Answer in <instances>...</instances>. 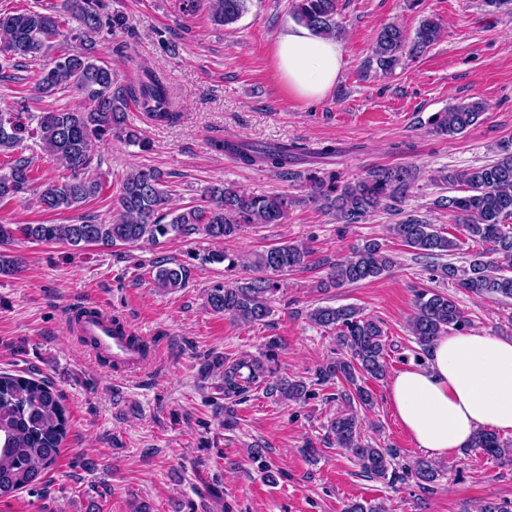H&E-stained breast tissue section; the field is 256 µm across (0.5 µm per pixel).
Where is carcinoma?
<instances>
[{"mask_svg": "<svg viewBox=\"0 0 512 512\" xmlns=\"http://www.w3.org/2000/svg\"><path fill=\"white\" fill-rule=\"evenodd\" d=\"M251 0H212V21L221 26L236 23L247 11ZM339 0H292L293 20L321 37L338 38L341 27L336 20ZM103 0H60L51 13L28 10L20 13L0 12V56L12 59L49 58L39 71L35 90L53 95L59 90L75 88L82 92L89 107L82 110H56L31 115L27 112H0V150L13 151L25 134L40 140L42 148L55 156L71 171L63 182L36 185L32 161L18 157L9 162L8 171L0 174V204L27 194L37 196L46 211L77 209L96 197L101 182L88 174L97 144L108 140L137 143L144 150L149 144L141 132L128 124L129 102L156 122H171L177 117L172 109L171 93L165 80L148 71L133 86L120 85L112 67L92 54L94 37L108 24L112 29L124 26V17L114 14L104 18ZM77 26L63 31L65 19ZM441 36V26L434 18L423 19L413 37L394 23L384 25L377 35L374 55L380 70L393 71L403 57L406 43L415 55L426 52ZM79 48L68 46V41ZM484 114L479 101H461L448 106L433 119L435 132L460 134L476 125ZM37 121L34 130L29 122ZM215 152L234 157L245 167L268 168L285 173L288 164L301 148L284 143L257 146L234 139H214ZM500 157L491 163L439 176L450 195L440 196L434 206L445 209L461 224L466 236L486 247L475 254L464 268L443 263L439 277L478 296L512 300V142L500 144ZM415 181L408 167H378L356 181H340L332 173L308 170L304 183L310 197L338 224H358L377 210L401 214L399 205ZM171 190L163 174L151 168H137L126 173L117 199V218L102 223L83 218L74 224H0V246L17 237L37 243L136 245L156 244L169 236L197 231L214 240L236 237L247 225L282 224L295 204L287 194L245 193L231 183L213 185L204 192L201 202L182 211L168 207ZM390 234L416 254L445 256L458 249L457 239L448 237L414 214H407L389 225ZM492 258L487 260L485 255ZM312 252L305 245L281 243L258 253L254 277L209 289L206 302L211 311L228 315L245 323L261 322L272 312L280 277L305 268ZM204 261L224 263L228 268L242 265L241 258L226 250H212ZM394 259L382 243L369 239L358 246L352 256L332 268L320 288H341L383 276ZM22 259L0 253V276L20 272ZM188 269L162 260L152 270V282L163 290L186 286ZM310 319L318 326L336 331L340 350L345 355L323 363L316 370L319 385L342 379L350 387L344 394L346 408L336 413L329 425L327 438L352 456L368 477L393 482L403 475L420 486L439 478L430 461L420 460L396 471L400 453L395 448H376L363 434L358 408L373 402L372 392L358 384L369 376L383 380L388 373L385 331L381 322L366 317L351 306H324L314 309ZM469 320L454 300L446 294L422 292L415 300V312L408 329L424 353L435 339L445 333L468 329ZM281 340L272 339L259 356L247 355L233 361L215 355L203 364V371H216L224 395V426L235 425L233 405L249 389L273 379L271 391L285 401L308 398L309 386L301 378L278 376L276 361ZM68 419L62 397L47 380L28 375L0 373V500L15 496L39 483L57 464L67 435ZM472 447L501 461L512 460V441L492 431L477 433Z\"/></svg>", "mask_w": 512, "mask_h": 512, "instance_id": "cac0c4a2", "label": "carcinoma"}]
</instances>
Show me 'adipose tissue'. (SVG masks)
Instances as JSON below:
<instances>
[{
	"instance_id": "1",
	"label": "adipose tissue",
	"mask_w": 512,
	"mask_h": 512,
	"mask_svg": "<svg viewBox=\"0 0 512 512\" xmlns=\"http://www.w3.org/2000/svg\"><path fill=\"white\" fill-rule=\"evenodd\" d=\"M275 58L291 93L311 102L335 85L343 49L334 39L292 25L279 36ZM388 397L417 447L431 459L461 453L484 430L512 435V338L481 330L441 335L425 365L391 380Z\"/></svg>"
}]
</instances>
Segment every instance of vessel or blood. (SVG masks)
<instances>
[{
  "mask_svg": "<svg viewBox=\"0 0 512 512\" xmlns=\"http://www.w3.org/2000/svg\"><path fill=\"white\" fill-rule=\"evenodd\" d=\"M77 333L89 340L96 355L108 358L118 367L137 370L145 365L140 351L130 343L128 335L114 329L112 316L106 310H92L79 323Z\"/></svg>",
  "mask_w": 512,
  "mask_h": 512,
  "instance_id": "b4317fda",
  "label": "vessel or blood"
}]
</instances>
